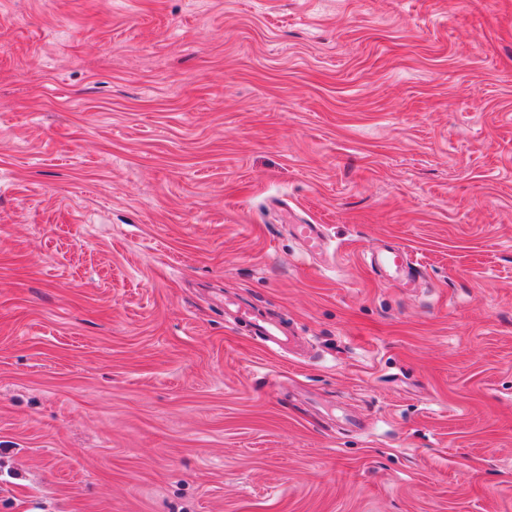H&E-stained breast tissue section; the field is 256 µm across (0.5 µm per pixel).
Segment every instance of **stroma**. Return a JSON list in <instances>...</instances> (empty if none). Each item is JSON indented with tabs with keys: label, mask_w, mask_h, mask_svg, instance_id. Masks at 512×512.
<instances>
[{
	"label": "stroma",
	"mask_w": 512,
	"mask_h": 512,
	"mask_svg": "<svg viewBox=\"0 0 512 512\" xmlns=\"http://www.w3.org/2000/svg\"><path fill=\"white\" fill-rule=\"evenodd\" d=\"M0 512H512V0H0ZM294 229L307 253L317 254L323 250L324 235L319 225L297 224L294 225ZM371 266L378 274H383L408 290L416 288L418 277L413 271L408 252L401 247L384 245L371 259ZM253 329L255 336L272 347L281 348L287 343L290 346L292 342L293 336L284 327L266 318L253 317Z\"/></svg>",
	"instance_id": "35a3bbf8"
}]
</instances>
